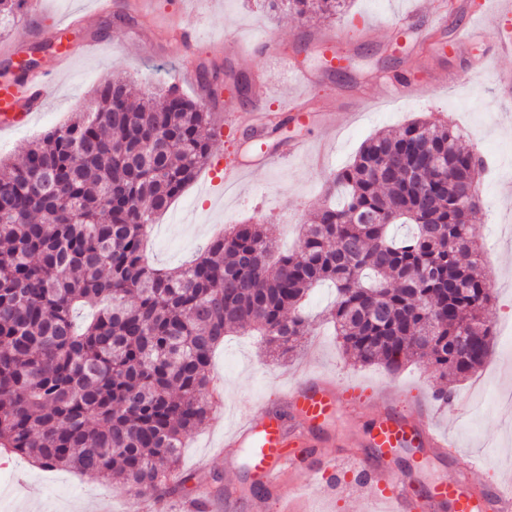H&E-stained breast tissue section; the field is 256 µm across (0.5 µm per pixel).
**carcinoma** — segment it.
<instances>
[{
    "label": "carcinoma",
    "mask_w": 512,
    "mask_h": 512,
    "mask_svg": "<svg viewBox=\"0 0 512 512\" xmlns=\"http://www.w3.org/2000/svg\"><path fill=\"white\" fill-rule=\"evenodd\" d=\"M346 2L268 0L329 19ZM20 8L0 0V33ZM134 95L109 75L86 111L0 161L1 448L169 493L183 439L217 412L209 370L224 337L256 331L270 353H294L322 281L355 362L395 372L415 356L445 382L442 400L484 364L493 288L471 233L484 161L456 128L422 119L365 141L291 253L274 255L265 225L233 224L190 266L164 269L145 261L144 238L208 163L212 113L175 85L159 104ZM434 158L446 179L428 171ZM86 305L98 311L78 325Z\"/></svg>",
    "instance_id": "cac0c4a2"
}]
</instances>
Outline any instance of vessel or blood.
<instances>
[{"instance_id":"obj_1","label":"vessel or blood","mask_w":512,"mask_h":512,"mask_svg":"<svg viewBox=\"0 0 512 512\" xmlns=\"http://www.w3.org/2000/svg\"><path fill=\"white\" fill-rule=\"evenodd\" d=\"M498 24L478 31L477 36L489 42L494 53H512V38L502 35L503 26L512 23V0H506L495 13ZM27 99H19L10 84L0 83V133L15 130L36 115L46 99L47 80L36 73L28 74ZM306 103L294 100L290 105L269 113L262 101H255L250 112L240 111L233 101L224 104V130L230 142H237L244 132H251L256 143H264L273 124L304 120ZM301 151L299 145L284 142L269 152H260L255 162L241 160L238 150H230L219 161L212 175L216 185L238 182L245 173L265 169L273 164L288 163ZM384 410L370 429L366 443L378 450L379 459L354 454L347 461L349 471L362 475L370 485L374 499L388 504L391 512H512V481L491 484L474 491L466 476L477 461L466 454L460 457L461 476L417 492L412 481L401 471L390 468L387 458L400 448H428L439 454L451 451L446 434L438 432V414H447L456 421L466 412L463 404L446 406L420 405L411 414L400 413L392 394H382ZM285 401L292 406L300 422L299 428L287 426L276 408L267 406L256 411L246 409L244 419L224 437L222 453L225 461H233L239 449H249L246 465L258 482L276 486L283 472L295 464L306 447L304 428L327 422L342 407L365 406L366 400L353 390L350 383L337 382L324 376H305L289 387Z\"/></svg>"}]
</instances>
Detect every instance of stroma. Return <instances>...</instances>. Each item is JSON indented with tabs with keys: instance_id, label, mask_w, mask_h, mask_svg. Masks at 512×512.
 <instances>
[{
	"instance_id": "1",
	"label": "stroma",
	"mask_w": 512,
	"mask_h": 512,
	"mask_svg": "<svg viewBox=\"0 0 512 512\" xmlns=\"http://www.w3.org/2000/svg\"><path fill=\"white\" fill-rule=\"evenodd\" d=\"M114 14L92 9V0H45L41 17L20 15L7 37L16 55L0 56V67L18 64L20 56L35 45L58 36L57 24L65 17H83L82 26L63 32V48L72 59L56 69V55L41 54L39 67L52 73L46 103L31 124L14 135L0 138V159L16 158L21 147L65 122L73 113L86 110L93 89L107 75L120 73L135 85L164 89L170 75L183 71V94L193 100L206 98L200 79L182 68L186 59L243 75L252 95L266 94L269 108L277 109L297 96L326 103L338 114L334 134L323 137L317 119L291 123L282 136L300 141L302 153L285 165L253 172L239 185L216 192L207 171L175 199L153 226L146 243L151 265L174 268L199 254L206 242L222 228L245 221L273 225L281 250L295 246L301 225L310 223L323 189L336 172L350 164L361 145L377 132L396 129L420 115H431L456 125L466 142L484 156L489 173L479 182L484 199L482 212L473 221V234L484 249V261L494 283L491 322L501 328L493 336V351L478 372L455 384L456 396L470 404L468 413L449 425L454 446L482 457V467L470 476L475 485L487 479L512 478V419L499 409L498 398L512 390V239L500 235L499 225L512 224V97L496 83L497 72L512 69V58L487 61L483 71H473L466 57L453 52L439 54L414 38L399 36L390 28L394 16L409 13L416 0H349L340 18L332 21L301 20L269 10L264 0H146L137 20L119 24L115 13L126 12L130 0H115ZM440 21L416 18L436 36L495 24L491 4L473 0H444ZM195 30L186 44L173 38L169 25ZM232 31L244 49L236 57L224 49V34ZM340 33L356 40L340 70L325 83L298 86L291 82L287 63L314 68L321 54L320 39ZM276 41L287 62L256 52L255 44ZM92 50H85L86 42ZM454 74L451 84L433 83L435 73ZM416 77L422 89L415 95L391 96L388 86L398 76ZM329 377L346 379L379 390L397 389L402 409L413 400L433 397L438 384L432 370L412 360L399 372L379 365L362 366L343 353L328 325L304 337L292 358L269 357L258 337L233 335L213 357L211 375L224 389L222 412L205 422L185 442L180 459L184 486L164 500L135 496L122 483L66 469L46 470L18 455L0 449V512H191L196 498L209 499L206 512H222L227 491L250 499L251 477L244 469L226 467L217 456L225 430L238 421V408L250 403L259 408L282 398L289 381L302 368ZM380 402L363 409H342L333 424L309 431L311 452L303 454L301 467H334L331 483L308 477L309 512H378L367 484L341 466L344 454L354 451L380 412ZM207 469H198L201 459ZM407 467L418 474V485L429 486L454 477L456 469L444 455L433 452L400 454Z\"/></svg>"
}]
</instances>
